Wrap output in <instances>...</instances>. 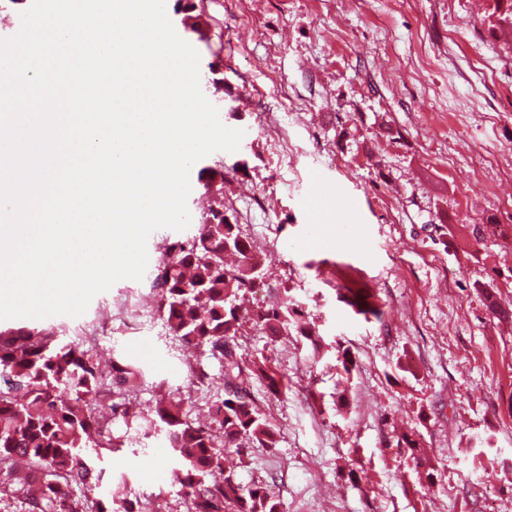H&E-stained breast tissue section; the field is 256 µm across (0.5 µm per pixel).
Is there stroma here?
Listing matches in <instances>:
<instances>
[{
	"label": "stroma",
	"mask_w": 512,
	"mask_h": 512,
	"mask_svg": "<svg viewBox=\"0 0 512 512\" xmlns=\"http://www.w3.org/2000/svg\"><path fill=\"white\" fill-rule=\"evenodd\" d=\"M194 3L186 40L222 124L244 132L239 150L192 167L191 222L151 233L142 280L117 281L81 316L0 329L52 326L68 342L132 298L138 332H105L91 349L103 376L131 361L142 402L164 390L206 420L216 393L192 378L220 364L169 335L154 277L158 241L191 239L223 202L267 258L247 308L289 288L314 332L273 340L250 327L239 338L244 356L267 358L288 383L274 396L254 380L278 443L250 449L240 479L266 485L282 512H512V321L481 294L494 289L512 308V56L483 0ZM272 112L291 150L260 130ZM340 190L355 222L336 209ZM360 296L380 318L354 313ZM141 342L151 357H131ZM112 431L123 445L104 455L106 477H126L145 512H183L165 440L118 417ZM403 433L421 461L398 447Z\"/></svg>",
	"instance_id": "35a3bbf8"
}]
</instances>
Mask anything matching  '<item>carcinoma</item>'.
<instances>
[{
  "label": "carcinoma",
  "instance_id": "1",
  "mask_svg": "<svg viewBox=\"0 0 512 512\" xmlns=\"http://www.w3.org/2000/svg\"><path fill=\"white\" fill-rule=\"evenodd\" d=\"M491 35L512 30V0H487ZM214 221L201 224L187 242L168 246L154 283L159 311L169 334L181 345L207 349L221 366L220 394L210 407V423L186 418L182 402L164 398L149 408L135 392L141 372L112 361V415L141 420L164 437L176 466L171 479L183 491L184 512H281L260 484L237 475L247 450L274 448L277 434L254 403L250 388L262 378L268 389L284 387L277 371L239 352L243 329L238 301L265 272L266 258L227 222L224 202L210 210ZM299 306L282 289L277 305L253 315L255 326L271 336L298 327ZM104 378L99 363L74 342L57 340L50 328L0 330V494L21 501L27 512H142L139 500L120 486L99 496L105 472L94 460L123 444L87 418ZM220 433L224 445L215 441ZM235 449L238 463L226 460Z\"/></svg>",
  "mask_w": 512,
  "mask_h": 512
}]
</instances>
